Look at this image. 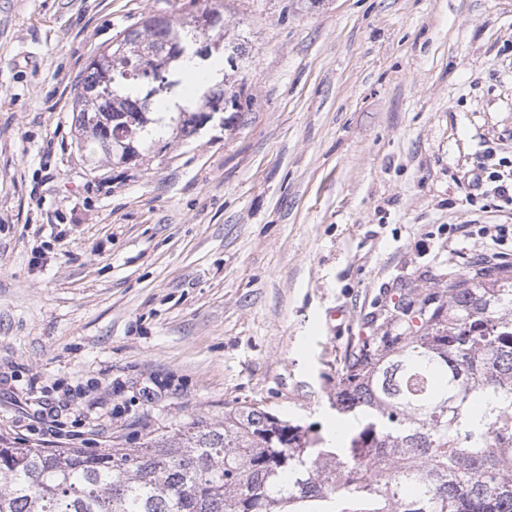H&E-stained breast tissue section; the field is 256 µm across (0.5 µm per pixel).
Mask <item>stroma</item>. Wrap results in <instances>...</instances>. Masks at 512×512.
Segmentation results:
<instances>
[{"instance_id":"35a3bbf8","label":"stroma","mask_w":512,"mask_h":512,"mask_svg":"<svg viewBox=\"0 0 512 512\" xmlns=\"http://www.w3.org/2000/svg\"><path fill=\"white\" fill-rule=\"evenodd\" d=\"M191 0H0V434L100 452L143 410L327 436L399 301L512 265V0H224L241 108L76 145L92 57ZM342 310L340 319L332 311Z\"/></svg>"}]
</instances>
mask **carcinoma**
<instances>
[{
    "label": "carcinoma",
    "mask_w": 512,
    "mask_h": 512,
    "mask_svg": "<svg viewBox=\"0 0 512 512\" xmlns=\"http://www.w3.org/2000/svg\"><path fill=\"white\" fill-rule=\"evenodd\" d=\"M202 15L146 18L87 67L75 89L76 140L110 155L115 126L147 131L151 98L180 91L198 38L224 40V0ZM163 70L156 91L138 70ZM243 88L202 94L195 111L236 112ZM105 119L95 134L88 120ZM448 299L402 304L401 336H373L348 359L336 414L354 421L333 446L255 405L219 419L151 423L133 448L45 450L0 434V512H512V273L449 280Z\"/></svg>",
    "instance_id": "1"
}]
</instances>
